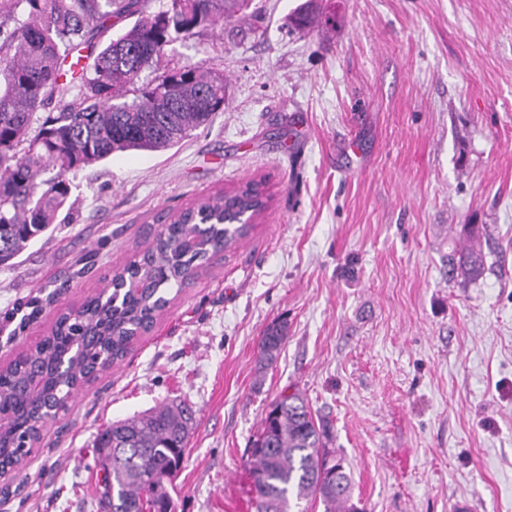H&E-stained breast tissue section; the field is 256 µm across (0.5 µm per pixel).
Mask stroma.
<instances>
[{
  "instance_id": "stroma-1",
  "label": "stroma",
  "mask_w": 512,
  "mask_h": 512,
  "mask_svg": "<svg viewBox=\"0 0 512 512\" xmlns=\"http://www.w3.org/2000/svg\"><path fill=\"white\" fill-rule=\"evenodd\" d=\"M255 0L163 65L222 73L213 123L69 173L64 223L0 265V365L138 259L156 214L261 182L265 211L72 398L0 512H99L94 439L172 399L197 424L176 512H250L248 448L282 391L330 424L360 512H512V0ZM481 278L449 280L461 228ZM288 339L267 369L272 321ZM288 335V326L284 322L272 323L264 331L259 341V364L272 363L280 353Z\"/></svg>"
}]
</instances>
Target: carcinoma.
Here are the masks:
<instances>
[{
    "instance_id": "carcinoma-1",
    "label": "carcinoma",
    "mask_w": 512,
    "mask_h": 512,
    "mask_svg": "<svg viewBox=\"0 0 512 512\" xmlns=\"http://www.w3.org/2000/svg\"><path fill=\"white\" fill-rule=\"evenodd\" d=\"M0 0V262L17 256L54 223L71 185L66 174L117 152L162 151L210 125L228 102L220 74L199 67L155 72L167 46L196 29L247 17L253 0ZM136 17L104 40L117 23ZM318 18L311 3L293 15L304 31ZM54 175L39 176L47 171ZM249 181L223 197L158 216L142 257L112 275L116 288L138 276L145 290L111 291L63 314L49 336L0 368V476L19 465L44 424L65 408L92 370L108 369L169 304L168 289L194 278L215 254L246 238L243 214L264 211ZM450 258L448 276L477 279L484 256L479 225ZM288 335L276 322L259 341V364L272 363ZM66 372H57L62 360ZM196 410L169 403L109 424L96 438L102 512H171L166 483L184 465ZM326 426L299 393L271 404L249 448L252 512H359L352 478L329 451Z\"/></svg>"
}]
</instances>
